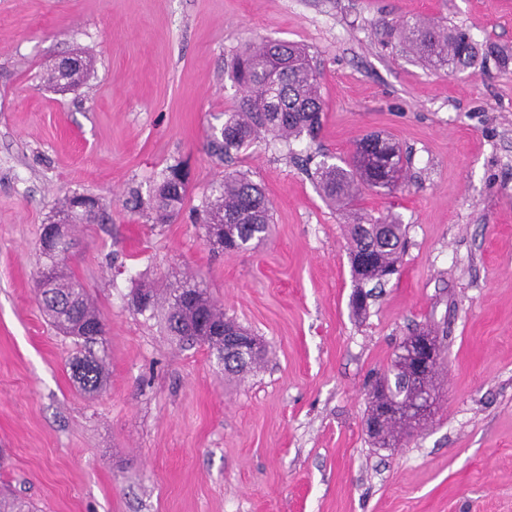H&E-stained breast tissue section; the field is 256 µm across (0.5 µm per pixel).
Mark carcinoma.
Segmentation results:
<instances>
[{"label":"carcinoma","mask_w":512,"mask_h":512,"mask_svg":"<svg viewBox=\"0 0 512 512\" xmlns=\"http://www.w3.org/2000/svg\"><path fill=\"white\" fill-rule=\"evenodd\" d=\"M393 31L429 67L448 74L471 68L478 60L494 54L489 49L480 51L466 30L441 22L421 24L403 20ZM92 69L93 59L85 55L67 66L61 63L54 66L48 83L56 86L63 78L68 85L76 86L88 78ZM233 78L242 88L243 96L224 121V135L209 142L212 154L220 158L228 156L250 146L262 134L286 143L304 133L312 137L321 126L324 103L319 73L301 45L289 42L278 52L269 40L251 44L237 57ZM403 169L400 148L371 133L355 142L345 165L324 160L316 167L315 177L324 198L344 207L354 205L365 190L377 195L391 191ZM187 192L188 182L179 178L178 166L168 167L150 202L155 223H171L179 215ZM203 208L208 234L224 238V250L228 252L249 249L269 236L273 218L268 199L263 188L243 174L224 175ZM108 219L98 199L94 209L71 215L75 225L103 224ZM405 241L406 226L394 216L366 214L351 225L350 262L356 289L350 305L355 314L367 309L362 286L381 288L388 270L400 267ZM39 251L45 259V270L55 272L50 279L42 275L38 280L42 311L60 332L76 342L84 346L103 342L105 323L90 303L83 284L72 274H56L66 258L59 256L43 239L39 240ZM165 323L178 342L204 345L216 356L224 352V341L216 329L224 325L241 329L224 317V311L214 304L206 288L188 278L170 289ZM408 369V365L395 360L377 382L388 386L393 396L406 401L415 392V387L406 380ZM71 370L82 389L97 391L105 377V355L77 358L71 363ZM417 424L419 420L404 413L394 415L385 420L384 427L372 438L387 448Z\"/></svg>","instance_id":"1"}]
</instances>
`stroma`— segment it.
Here are the masks:
<instances>
[{"label": "stroma", "mask_w": 512, "mask_h": 512, "mask_svg": "<svg viewBox=\"0 0 512 512\" xmlns=\"http://www.w3.org/2000/svg\"><path fill=\"white\" fill-rule=\"evenodd\" d=\"M444 21L512 55V0H0V493L35 512H512V67L448 75L388 35ZM301 44L320 72L317 139L257 141L226 158L208 139L237 106V55ZM90 51L61 94L44 77ZM377 132L408 157L375 216L407 227L400 271L349 308L356 214L320 193L309 156L340 163ZM188 172L170 224L149 200ZM264 188L258 248L208 245L196 213L224 174ZM100 198L66 269L106 324L107 380L87 395L80 348L39 306L38 249L59 198ZM194 275L265 346L225 376L135 311L139 281ZM437 336V401L417 432L376 447L368 381L398 344Z\"/></svg>", "instance_id": "1"}]
</instances>
